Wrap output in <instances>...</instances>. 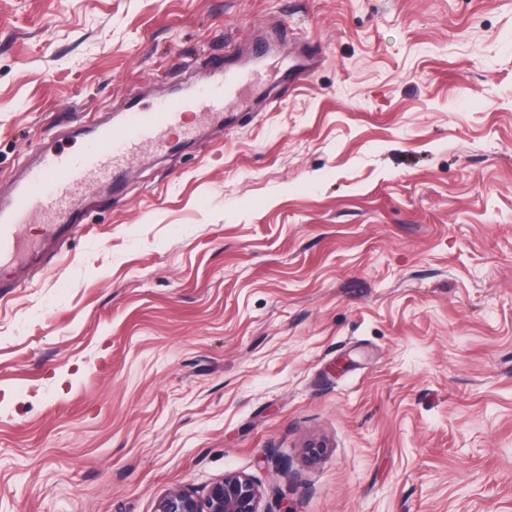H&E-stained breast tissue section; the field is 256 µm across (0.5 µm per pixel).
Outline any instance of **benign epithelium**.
I'll return each instance as SVG.
<instances>
[{
    "mask_svg": "<svg viewBox=\"0 0 512 512\" xmlns=\"http://www.w3.org/2000/svg\"><path fill=\"white\" fill-rule=\"evenodd\" d=\"M154 512H268L254 477L228 472L214 482L204 497L182 489L171 490L156 502Z\"/></svg>",
    "mask_w": 512,
    "mask_h": 512,
    "instance_id": "1",
    "label": "benign epithelium"
}]
</instances>
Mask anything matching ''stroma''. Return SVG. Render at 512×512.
I'll use <instances>...</instances> for the list:
<instances>
[{"label":"stroma","mask_w":512,"mask_h":512,"mask_svg":"<svg viewBox=\"0 0 512 512\" xmlns=\"http://www.w3.org/2000/svg\"><path fill=\"white\" fill-rule=\"evenodd\" d=\"M239 70L14 262L0 512H512V0H0V201ZM239 80L237 78L225 80L222 84H207L200 91L196 103L210 110H220L224 105L233 99L237 93ZM261 503L262 493L254 477L228 472L202 498L182 489L165 493L154 512H289L281 506L278 511L266 510Z\"/></svg>","instance_id":"1"}]
</instances>
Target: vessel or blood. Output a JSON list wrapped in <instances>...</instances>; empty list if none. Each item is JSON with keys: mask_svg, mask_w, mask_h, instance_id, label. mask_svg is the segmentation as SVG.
<instances>
[{"mask_svg": "<svg viewBox=\"0 0 512 512\" xmlns=\"http://www.w3.org/2000/svg\"><path fill=\"white\" fill-rule=\"evenodd\" d=\"M238 82L205 85L197 99L199 106L223 109L237 93ZM186 103L180 99L161 101L150 111L130 112L118 126L102 129L96 139L76 151L46 150L40 165L12 199L0 205V267L17 254L22 220L32 213L54 217L47 235L58 232L74 195L95 180H119L130 156L144 147L161 143L168 133L180 127Z\"/></svg>", "mask_w": 512, "mask_h": 512, "instance_id": "vessel-or-blood-1", "label": "vessel or blood"}]
</instances>
